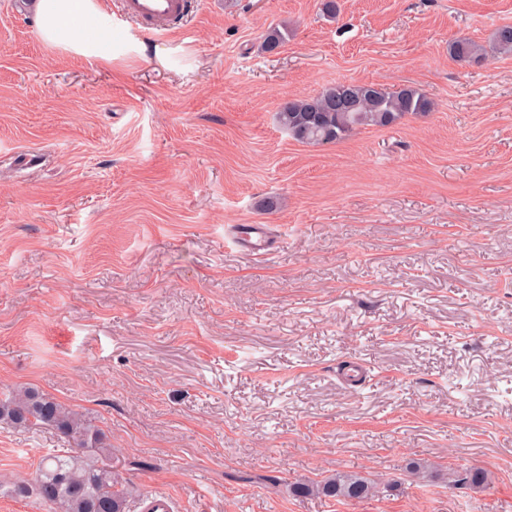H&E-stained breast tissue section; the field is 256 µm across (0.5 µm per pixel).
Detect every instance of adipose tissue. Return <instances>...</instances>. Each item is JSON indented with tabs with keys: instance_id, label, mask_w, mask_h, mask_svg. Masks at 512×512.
Returning <instances> with one entry per match:
<instances>
[{
	"instance_id": "obj_1",
	"label": "adipose tissue",
	"mask_w": 512,
	"mask_h": 512,
	"mask_svg": "<svg viewBox=\"0 0 512 512\" xmlns=\"http://www.w3.org/2000/svg\"><path fill=\"white\" fill-rule=\"evenodd\" d=\"M42 40L89 59H111L112 28L96 0H35Z\"/></svg>"
}]
</instances>
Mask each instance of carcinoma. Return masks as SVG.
<instances>
[{
	"mask_svg": "<svg viewBox=\"0 0 512 512\" xmlns=\"http://www.w3.org/2000/svg\"><path fill=\"white\" fill-rule=\"evenodd\" d=\"M285 40L286 35L274 28L260 48L272 53ZM490 50L512 52V26L496 29L487 47L466 38L448 45L451 57L477 65L486 60ZM432 109V100L414 86L388 91L375 84L337 83L323 88L312 99L284 102L278 121L296 141L318 145L334 143L364 126L392 127L409 115ZM0 422L24 430L51 428L74 440L72 447L43 456L35 484L15 486L17 496L32 497L51 512H126V491L120 474L112 467V448L106 435L84 414L25 387L0 397ZM405 470L418 481L433 478L431 465L425 462L411 460ZM485 482L486 476L479 469L448 470V485L455 488L480 487ZM396 490L395 480L380 483L358 473L339 471L292 487L297 495L317 494L339 500L364 499Z\"/></svg>",
	"mask_w": 512,
	"mask_h": 512,
	"instance_id": "obj_1",
	"label": "carcinoma"
}]
</instances>
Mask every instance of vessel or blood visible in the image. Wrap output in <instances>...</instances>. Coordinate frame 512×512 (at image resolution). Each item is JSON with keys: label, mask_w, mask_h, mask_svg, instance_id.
Instances as JSON below:
<instances>
[{"label": "vessel or blood", "mask_w": 512, "mask_h": 512, "mask_svg": "<svg viewBox=\"0 0 512 512\" xmlns=\"http://www.w3.org/2000/svg\"><path fill=\"white\" fill-rule=\"evenodd\" d=\"M195 6V0H115L117 16L153 39L182 24Z\"/></svg>", "instance_id": "b4317fda"}]
</instances>
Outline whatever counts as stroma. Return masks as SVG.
Returning <instances> with one entry per match:
<instances>
[{
	"label": "stroma",
	"instance_id": "obj_1",
	"mask_svg": "<svg viewBox=\"0 0 512 512\" xmlns=\"http://www.w3.org/2000/svg\"><path fill=\"white\" fill-rule=\"evenodd\" d=\"M203 2L159 40L113 20L107 61L0 0V394L105 431L129 512H512V53H448L512 26V0ZM336 83L435 109L327 145L280 128ZM253 226L259 256L226 239ZM65 445L0 425V512H43L13 488ZM411 458L488 483L288 490ZM448 52L451 57L471 64H481L488 54L485 46L470 39H456L449 43ZM486 482L483 471L472 468H459L448 470V485L457 487H480Z\"/></svg>",
	"mask_w": 512,
	"mask_h": 512
}]
</instances>
